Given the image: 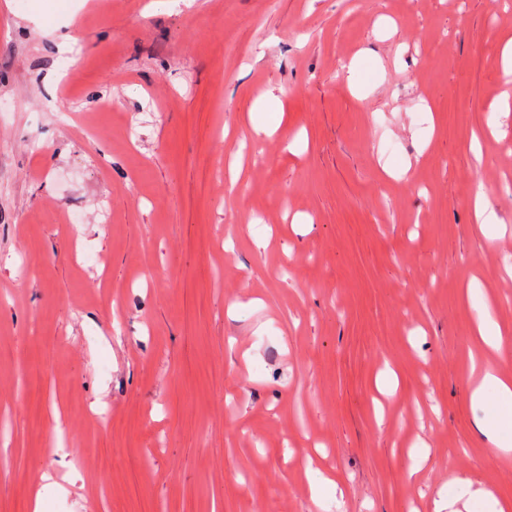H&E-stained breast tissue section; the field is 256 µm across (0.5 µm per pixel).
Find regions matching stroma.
Wrapping results in <instances>:
<instances>
[{
    "label": "stroma",
    "instance_id": "1",
    "mask_svg": "<svg viewBox=\"0 0 512 512\" xmlns=\"http://www.w3.org/2000/svg\"><path fill=\"white\" fill-rule=\"evenodd\" d=\"M39 2L0 0V512L512 504L469 389L478 318L512 366V0H61L70 62ZM473 198V216L477 224H493L496 223L495 213L489 209L486 201V193L483 185L479 184L477 190L472 194ZM454 482L460 487L461 491L453 497H448V508L453 506L455 503L464 500L463 507L466 510L465 512H471L473 501H487L492 497L491 492L488 491L471 492V483L467 480L456 479Z\"/></svg>",
    "mask_w": 512,
    "mask_h": 512
}]
</instances>
